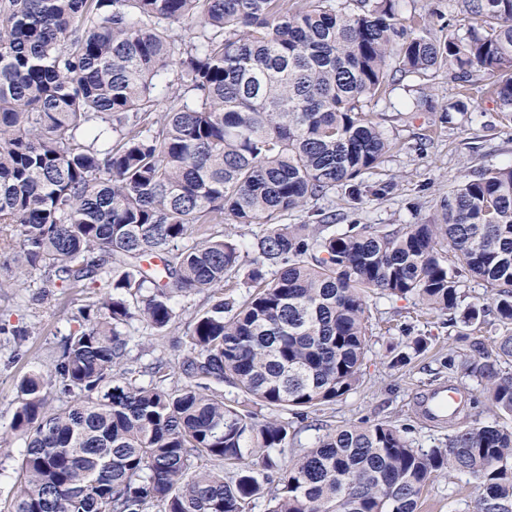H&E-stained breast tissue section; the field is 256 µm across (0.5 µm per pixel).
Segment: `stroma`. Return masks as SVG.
<instances>
[{
	"mask_svg": "<svg viewBox=\"0 0 512 512\" xmlns=\"http://www.w3.org/2000/svg\"><path fill=\"white\" fill-rule=\"evenodd\" d=\"M418 87L433 100L434 111H410V92ZM458 93L447 72L425 79L409 74L386 99L369 103L367 113L381 123L395 147L365 181L370 185L389 182L392 190L383 196L366 193L356 201L339 191L314 200L311 210L335 213L340 228L354 223L388 229L417 224L431 217L441 196L474 171L512 164V127L502 121L495 104L482 100L467 112L448 113V105ZM83 301L82 294L70 290L42 295L36 272L26 287L0 285V324H22L31 329L20 347L12 337L0 335V426L9 423L16 407L18 380L45 368L61 340L74 329L73 316ZM203 302L200 295L180 301L179 319L170 336L162 339H153L140 323H132L127 329L130 357L142 363L159 358L169 368H176L178 352L173 339L182 334ZM368 306L372 336L358 388L296 424L293 449L312 446L322 423L337 427L379 422L403 430L412 447H445L451 426L425 422L416 404L422 392L448 382L465 386L480 397L475 407L462 413V420L491 423L498 418V411L481 397L476 378L449 375L440 363L441 358L466 353L471 337L495 350L497 333L450 323L447 315L423 311L410 297L375 294ZM418 336L427 339L428 350L412 357L406 366L391 367L392 357ZM476 494L468 477L440 474L426 486L419 512H471Z\"/></svg>",
	"mask_w": 512,
	"mask_h": 512,
	"instance_id": "stroma-1",
	"label": "stroma"
}]
</instances>
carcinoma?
<instances>
[{"label":"carcinoma","mask_w":512,"mask_h":512,"mask_svg":"<svg viewBox=\"0 0 512 512\" xmlns=\"http://www.w3.org/2000/svg\"><path fill=\"white\" fill-rule=\"evenodd\" d=\"M398 2L0 0V280L39 271L86 295L0 430V456L25 439L7 512H417L438 471L472 480V512H512L511 424L475 420L429 451L383 423L325 425L284 468L288 423L261 414L305 419L355 390L381 294L468 326L493 315L497 352L473 341L442 367L512 420L511 164L421 224L286 223L338 187L360 195L394 148L364 107L400 76L446 67L448 111L488 98L512 125V0H457L462 32L441 36L434 10ZM227 222L260 226L252 257ZM469 277L490 303H464ZM202 293L176 383L128 357L126 325L161 335Z\"/></svg>","instance_id":"cac0c4a2"}]
</instances>
